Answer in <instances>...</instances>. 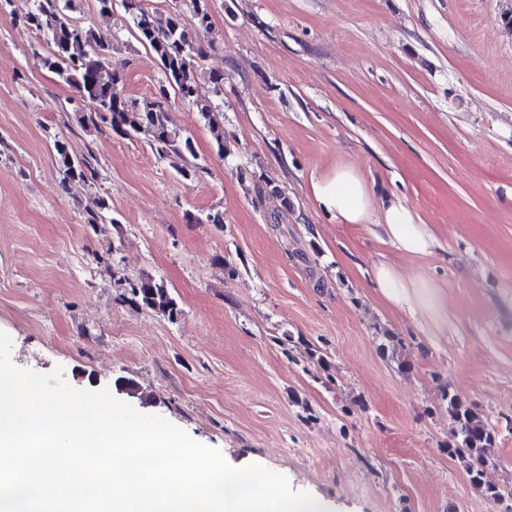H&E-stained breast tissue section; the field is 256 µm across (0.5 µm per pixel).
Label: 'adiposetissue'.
Returning <instances> with one entry per match:
<instances>
[{
	"label": "adipose tissue",
	"instance_id": "1",
	"mask_svg": "<svg viewBox=\"0 0 512 512\" xmlns=\"http://www.w3.org/2000/svg\"><path fill=\"white\" fill-rule=\"evenodd\" d=\"M312 193L319 208L342 224L366 223L373 211H380L386 236L404 253L423 255L432 247L433 238L426 225L417 223L410 210L400 204L377 205L365 181L353 168H338L313 182ZM374 285L394 307L430 314L442 310L440 295L405 279L393 266L379 265Z\"/></svg>",
	"mask_w": 512,
	"mask_h": 512
}]
</instances>
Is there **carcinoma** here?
<instances>
[{
	"label": "carcinoma",
	"instance_id": "1",
	"mask_svg": "<svg viewBox=\"0 0 512 512\" xmlns=\"http://www.w3.org/2000/svg\"><path fill=\"white\" fill-rule=\"evenodd\" d=\"M72 2L37 0L35 10L27 13L22 23L28 29L45 33L48 54L44 64L78 95L74 119L79 126L95 128L102 122L115 134L126 137L149 129L160 156L171 153L183 159L193 158L195 151L190 138H182L169 129L167 111L161 107L160 98L175 97L196 106L216 131L217 147H223L222 113L200 94L195 74V59L202 56L203 50L192 41L179 10L160 14L145 8L142 0H121L132 15L135 38L155 53L164 74L157 96L140 104L126 97L121 74L110 66L112 39L80 23L72 15ZM55 150L63 183H86L95 177L91 162L85 157H72L65 141L56 140ZM109 210L104 198H93L87 209V223L105 220ZM112 276L116 285L128 289L131 300L143 309L170 319L179 315L176 300L163 279L145 275L131 280L119 276L115 270ZM441 400L446 404L450 424L448 452L463 460L468 480L488 500L501 501V491L484 481V469L493 462L495 429L457 393L445 390Z\"/></svg>",
	"mask_w": 512,
	"mask_h": 512
}]
</instances>
